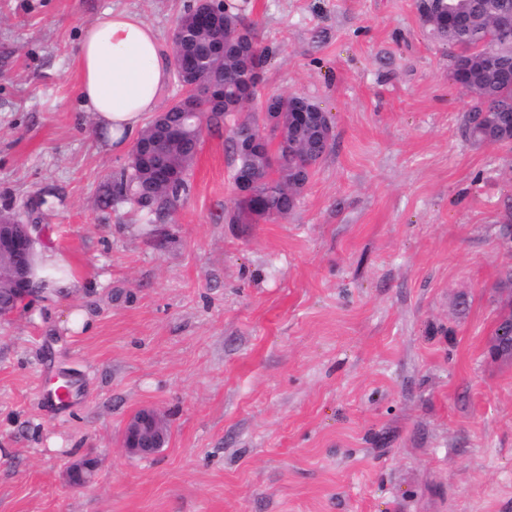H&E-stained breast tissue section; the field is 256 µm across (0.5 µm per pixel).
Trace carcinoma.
I'll return each instance as SVG.
<instances>
[{
  "mask_svg": "<svg viewBox=\"0 0 512 512\" xmlns=\"http://www.w3.org/2000/svg\"><path fill=\"white\" fill-rule=\"evenodd\" d=\"M492 0H432L421 20L439 43L455 50L454 64L470 70V83L466 93L471 106L466 119V133L479 146L512 144V137L503 134L500 124L512 114V31L504 32L493 25L490 13ZM454 13L461 25L448 30L441 18ZM196 10L181 15L175 25L174 54L184 58H203L209 52L214 33L198 29L193 37L182 39L180 34L192 27ZM224 56L206 61L209 73L224 78V99L243 101L245 78L255 69L264 67L266 51L258 44L253 30L245 26L239 17L224 11ZM258 106L275 108L282 113V120L265 138L263 156L267 168V180L260 186L261 198L235 200L232 220L238 224H258L288 215L297 203L298 196L311 174L326 154L322 132L314 125L296 129L288 116V96L272 94L258 101ZM200 145L193 129L185 136L165 146L161 160L177 172L170 184L152 191L142 179L136 167H127L112 178L103 198L104 203L114 205L129 203L157 217L170 212L188 190L187 177ZM509 313H501L495 332L497 344L494 354L511 350L506 339L512 330V303Z\"/></svg>",
  "mask_w": 512,
  "mask_h": 512,
  "instance_id": "carcinoma-1",
  "label": "carcinoma"
}]
</instances>
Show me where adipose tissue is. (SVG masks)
<instances>
[{"instance_id": "adipose-tissue-1", "label": "adipose tissue", "mask_w": 512, "mask_h": 512, "mask_svg": "<svg viewBox=\"0 0 512 512\" xmlns=\"http://www.w3.org/2000/svg\"><path fill=\"white\" fill-rule=\"evenodd\" d=\"M80 99L113 153L137 139L171 75L156 30L138 14L107 10L83 33L78 48Z\"/></svg>"}]
</instances>
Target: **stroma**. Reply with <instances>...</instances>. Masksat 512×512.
<instances>
[{
	"label": "stroma",
	"mask_w": 512,
	"mask_h": 512,
	"mask_svg": "<svg viewBox=\"0 0 512 512\" xmlns=\"http://www.w3.org/2000/svg\"><path fill=\"white\" fill-rule=\"evenodd\" d=\"M194 3L0 0V208L87 283L0 318V512H512V360L491 351L512 145L466 138L417 0H224L267 51L258 98L307 97L334 140L287 217L235 224L244 115L206 127L156 246L102 201L129 159L80 109L77 50L112 8L172 50ZM143 407L170 427L147 457L122 446Z\"/></svg>",
	"instance_id": "obj_1"
}]
</instances>
